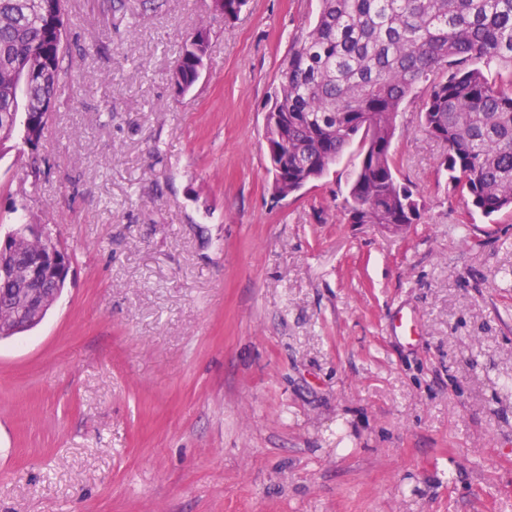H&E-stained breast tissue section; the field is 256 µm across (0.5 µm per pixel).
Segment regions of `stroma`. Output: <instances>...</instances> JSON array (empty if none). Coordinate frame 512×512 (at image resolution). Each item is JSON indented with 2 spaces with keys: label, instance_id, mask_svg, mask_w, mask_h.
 Listing matches in <instances>:
<instances>
[{
  "label": "stroma",
  "instance_id": "obj_1",
  "mask_svg": "<svg viewBox=\"0 0 512 512\" xmlns=\"http://www.w3.org/2000/svg\"><path fill=\"white\" fill-rule=\"evenodd\" d=\"M317 7L67 0L42 161L0 154V236L47 225L72 262L0 341V512H512V213L461 229L413 102L420 223H347L354 145L272 193L264 114ZM402 309L416 342L386 331ZM208 51V33L205 28L190 32L182 46L181 55L172 81L179 93L188 92L198 80V67L204 63Z\"/></svg>",
  "mask_w": 512,
  "mask_h": 512
}]
</instances>
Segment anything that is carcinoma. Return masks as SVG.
Segmentation results:
<instances>
[{
    "label": "carcinoma",
    "mask_w": 512,
    "mask_h": 512,
    "mask_svg": "<svg viewBox=\"0 0 512 512\" xmlns=\"http://www.w3.org/2000/svg\"><path fill=\"white\" fill-rule=\"evenodd\" d=\"M0 0V152L16 139L31 150L42 135L26 104L57 99L70 49L60 50L56 8ZM283 59L269 111L288 116V139L271 128L272 149L288 156V194L323 177L353 142L359 164L343 210L353 224L402 229L424 209L399 177L393 141L403 105L418 101L424 130L445 146L438 172L470 199L467 217L512 209V0H318ZM208 51V33L186 36L172 81L188 92ZM39 72L29 88L14 72ZM426 84L424 95L419 86Z\"/></svg>",
    "instance_id": "carcinoma-1"
}]
</instances>
